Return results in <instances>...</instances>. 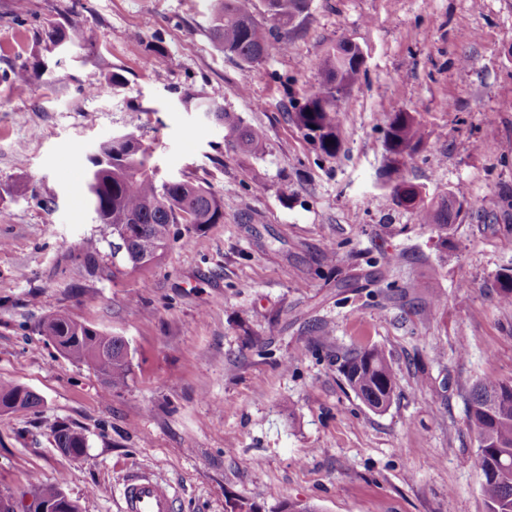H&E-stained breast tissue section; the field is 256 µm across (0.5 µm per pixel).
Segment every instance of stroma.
Returning <instances> with one entry per match:
<instances>
[{
	"label": "stroma",
	"mask_w": 512,
	"mask_h": 512,
	"mask_svg": "<svg viewBox=\"0 0 512 512\" xmlns=\"http://www.w3.org/2000/svg\"><path fill=\"white\" fill-rule=\"evenodd\" d=\"M13 5L0 0V74L43 57L47 20L75 42L48 79L0 77V382L43 399L0 415V493L27 504L59 482L80 512H121L125 480L146 472L176 512H487L466 400L481 379L512 382L498 288L512 271V0H311L287 51L249 71L215 49L209 0H26L20 26ZM342 42L364 62L331 156L294 115ZM188 94L239 114L265 154L227 146ZM134 112L160 177L201 183L224 221L114 273L108 252L82 250L107 233L85 173ZM399 112L423 134L404 158L386 138ZM400 182L469 206L448 228L423 223L395 201ZM58 311L124 337L125 386L39 333ZM371 347L395 375L381 412L340 371ZM58 423L85 455L55 447Z\"/></svg>",
	"instance_id": "35a3bbf8"
}]
</instances>
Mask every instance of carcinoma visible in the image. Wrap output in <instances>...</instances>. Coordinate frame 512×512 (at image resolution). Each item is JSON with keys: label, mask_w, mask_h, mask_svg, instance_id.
I'll return each instance as SVG.
<instances>
[{"label": "carcinoma", "mask_w": 512, "mask_h": 512, "mask_svg": "<svg viewBox=\"0 0 512 512\" xmlns=\"http://www.w3.org/2000/svg\"><path fill=\"white\" fill-rule=\"evenodd\" d=\"M211 35L218 52L249 70L279 50L288 48V33L307 11L309 0H211ZM267 16L271 26L264 29L256 14ZM66 28L55 21L46 22L37 32V42L51 52L58 43H68ZM48 65L39 61L33 67L23 65L10 72L9 79L20 86L42 79ZM324 81L304 98L295 112V121L305 135L318 142L321 150L332 155L339 143L336 92L341 85L354 83L360 64L340 63L336 52L323 64ZM192 110H206L224 131V141L236 150L261 156L265 152L262 136L245 124L242 117L222 106L184 99ZM387 139L391 153L410 156L422 142V133L414 117L398 112L390 120ZM87 191L97 205V215L112 237L127 236L124 263L133 269L149 267L164 255L171 241L180 234V226L200 230L208 224L224 223V204L201 185L189 180L160 181L153 163V152L130 130L120 142L100 144L90 160ZM466 204L463 194L455 192L437 203L418 205L423 223L441 229L461 213ZM42 335L54 340L56 349L77 362L94 365L112 388L126 384L131 373L128 346L120 336H109L64 312L45 317L40 323ZM348 386L371 409L380 411L390 404L394 375L386 355L377 348L352 354L342 365ZM20 400L36 409L41 397L20 385L0 383V413L12 411ZM469 420L478 440L479 465L483 473L482 494L489 512H512V383L483 379L472 388L468 399ZM56 447L66 455L85 454L84 435L65 425L52 428ZM33 501L47 512H79L78 504L64 496L60 483L38 484Z\"/></svg>", "instance_id": "1"}]
</instances>
